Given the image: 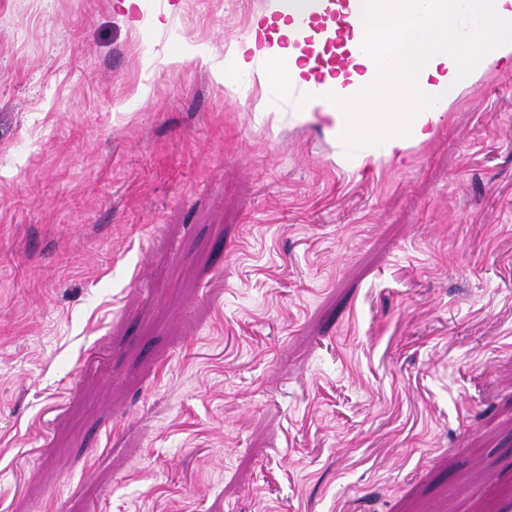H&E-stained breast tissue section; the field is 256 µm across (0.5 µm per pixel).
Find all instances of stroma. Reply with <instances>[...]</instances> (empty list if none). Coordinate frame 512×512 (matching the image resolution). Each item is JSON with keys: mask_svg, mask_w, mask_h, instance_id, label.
Listing matches in <instances>:
<instances>
[{"mask_svg": "<svg viewBox=\"0 0 512 512\" xmlns=\"http://www.w3.org/2000/svg\"><path fill=\"white\" fill-rule=\"evenodd\" d=\"M265 2L0 0V512H512V68L361 167Z\"/></svg>", "mask_w": 512, "mask_h": 512, "instance_id": "obj_1", "label": "stroma"}]
</instances>
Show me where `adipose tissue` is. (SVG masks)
Returning <instances> with one entry per match:
<instances>
[{
	"label": "adipose tissue",
	"instance_id": "1",
	"mask_svg": "<svg viewBox=\"0 0 512 512\" xmlns=\"http://www.w3.org/2000/svg\"><path fill=\"white\" fill-rule=\"evenodd\" d=\"M329 0H267L233 52L234 70L256 76L280 95L302 90L300 110L322 109L338 140L372 148L358 165L400 160L428 140L449 105L477 74L512 61V0H347L351 36L347 71L316 78L299 22L323 14ZM390 32L395 70L360 49L365 24Z\"/></svg>",
	"mask_w": 512,
	"mask_h": 512
}]
</instances>
